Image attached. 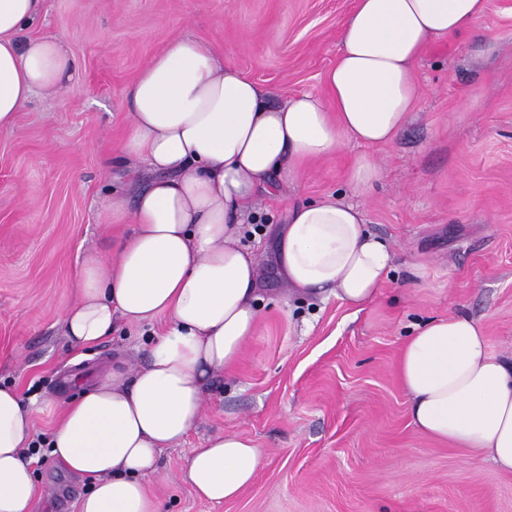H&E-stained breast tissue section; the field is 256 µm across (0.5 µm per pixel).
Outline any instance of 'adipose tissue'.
<instances>
[{"label":"adipose tissue","instance_id":"adipose-tissue-1","mask_svg":"<svg viewBox=\"0 0 512 512\" xmlns=\"http://www.w3.org/2000/svg\"><path fill=\"white\" fill-rule=\"evenodd\" d=\"M44 0H0V131L38 93L73 81L76 67L55 39L21 40ZM486 0H358L320 94L276 103L229 58L188 37L166 43L123 95L128 136L122 160L156 177L132 196L111 197L106 216L129 219L113 256L92 251L62 315L65 336L90 346L117 325L158 317L146 365L113 373L57 404L46 443L66 472L89 478L79 512H159L149 486L163 449L201 421L209 375L232 373L259 324L260 253L246 241L259 192L297 176L352 140L366 146L350 170L356 192L380 176L374 147L392 143L421 98L415 76L436 42L480 20ZM359 205L328 196L289 206L274 233L278 271L291 293L329 291L361 306L378 293L395 254L369 233ZM397 372L412 424L454 448L485 452L512 472V359L488 349L479 323L429 320L402 347ZM39 405L0 386V512H36L28 448ZM260 465L252 440L207 438L184 467L195 493L237 498Z\"/></svg>","mask_w":512,"mask_h":512}]
</instances>
